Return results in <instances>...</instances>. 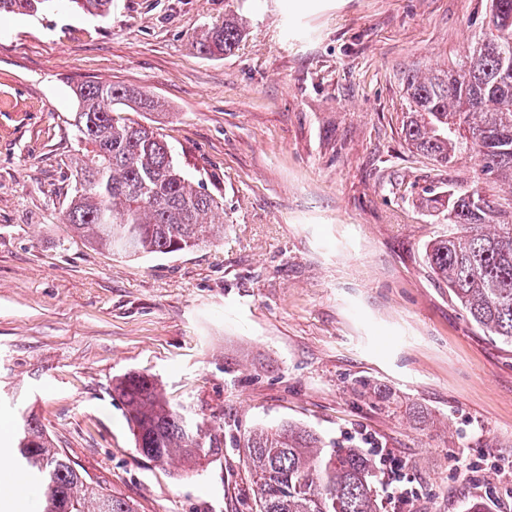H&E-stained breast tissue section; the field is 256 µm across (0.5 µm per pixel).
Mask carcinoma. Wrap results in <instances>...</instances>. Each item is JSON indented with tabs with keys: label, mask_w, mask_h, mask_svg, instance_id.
<instances>
[{
	"label": "carcinoma",
	"mask_w": 512,
	"mask_h": 512,
	"mask_svg": "<svg viewBox=\"0 0 512 512\" xmlns=\"http://www.w3.org/2000/svg\"><path fill=\"white\" fill-rule=\"evenodd\" d=\"M70 2L95 17L112 11V0ZM54 6L55 0H0V17ZM243 32V19L230 12L198 34L195 47L208 57L226 55ZM72 93L79 149L65 221L74 232L126 257L183 252L224 237L218 198L194 186L153 127L126 117L159 102L112 84H81ZM406 93L409 146L444 167L469 154L481 175L512 185V0H491L468 54L446 70L407 76ZM431 202L448 207V233L427 248L429 267L474 324L512 347V197L492 199L477 181L450 186L448 197ZM112 393L147 459L177 458L193 470L221 451V440L173 406L157 378L119 375ZM244 447L258 512H380L374 465L356 448L331 450L314 431L289 421L254 429ZM12 456L34 481L39 512H136L133 500L112 493L54 447L30 415L17 424Z\"/></svg>",
	"instance_id": "obj_1"
}]
</instances>
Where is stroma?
Segmentation results:
<instances>
[{"instance_id":"obj_1","label":"stroma","mask_w":512,"mask_h":512,"mask_svg":"<svg viewBox=\"0 0 512 512\" xmlns=\"http://www.w3.org/2000/svg\"><path fill=\"white\" fill-rule=\"evenodd\" d=\"M486 0H60L0 19V458L33 413L137 512H257L238 448L303 424L403 465L411 512H512V348L432 274L448 230L431 191L478 166L412 152L411 71L468 53ZM236 11L234 51L200 55ZM142 91L185 170L224 208L223 239L131 260L64 221L81 83ZM135 371L223 441L200 475L143 457L108 385ZM478 463L462 477L458 455Z\"/></svg>"}]
</instances>
